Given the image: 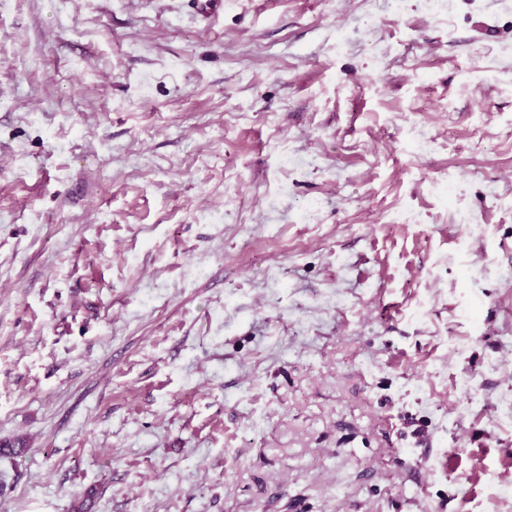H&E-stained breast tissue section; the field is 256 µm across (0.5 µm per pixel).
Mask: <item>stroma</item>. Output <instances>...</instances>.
Returning <instances> with one entry per match:
<instances>
[{
	"label": "stroma",
	"instance_id": "stroma-1",
	"mask_svg": "<svg viewBox=\"0 0 512 512\" xmlns=\"http://www.w3.org/2000/svg\"><path fill=\"white\" fill-rule=\"evenodd\" d=\"M192 2L0 0V512H512V0Z\"/></svg>",
	"mask_w": 512,
	"mask_h": 512
}]
</instances>
